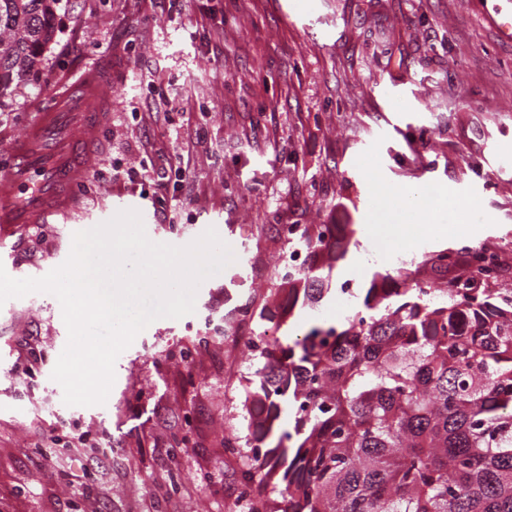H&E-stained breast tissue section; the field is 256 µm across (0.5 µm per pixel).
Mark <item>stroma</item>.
<instances>
[{
  "label": "stroma",
  "mask_w": 512,
  "mask_h": 512,
  "mask_svg": "<svg viewBox=\"0 0 512 512\" xmlns=\"http://www.w3.org/2000/svg\"><path fill=\"white\" fill-rule=\"evenodd\" d=\"M297 2L62 0L39 79L0 98L2 172L53 95L88 63L112 65L75 207L0 235L9 276L43 277L74 233L127 209L153 242L185 246L212 227L238 254L201 283L193 314L137 335L102 405H66L52 378L68 338L56 297L0 306V512H234L244 463L224 434L246 428L244 343L306 328L279 288L278 225H354L336 269L354 294L319 304L332 321L361 305L387 254H512V42L484 0ZM188 124L199 143L186 144ZM141 164L162 179L155 199L126 177ZM385 224L401 234L381 237ZM249 299L264 319L223 340L225 310Z\"/></svg>",
  "instance_id": "1"
}]
</instances>
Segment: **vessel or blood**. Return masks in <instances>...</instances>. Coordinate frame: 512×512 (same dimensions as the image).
I'll use <instances>...</instances> for the list:
<instances>
[{"label": "vessel or blood", "mask_w": 512, "mask_h": 512, "mask_svg": "<svg viewBox=\"0 0 512 512\" xmlns=\"http://www.w3.org/2000/svg\"><path fill=\"white\" fill-rule=\"evenodd\" d=\"M111 90V64L90 67L9 144L11 170L0 176V226L41 224L68 210L69 191L93 150L88 132L104 122Z\"/></svg>", "instance_id": "b4317fda"}]
</instances>
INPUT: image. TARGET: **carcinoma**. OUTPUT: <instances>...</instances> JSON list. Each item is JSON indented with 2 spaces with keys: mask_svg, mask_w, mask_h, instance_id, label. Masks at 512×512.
<instances>
[{
  "mask_svg": "<svg viewBox=\"0 0 512 512\" xmlns=\"http://www.w3.org/2000/svg\"><path fill=\"white\" fill-rule=\"evenodd\" d=\"M60 0H0V94L36 78ZM347 224H304L313 264L288 307L336 292ZM419 269L367 274L359 311L314 317L255 351L239 512H512V288L440 250Z\"/></svg>",
  "mask_w": 512,
  "mask_h": 512,
  "instance_id": "carcinoma-1",
  "label": "carcinoma"
}]
</instances>
